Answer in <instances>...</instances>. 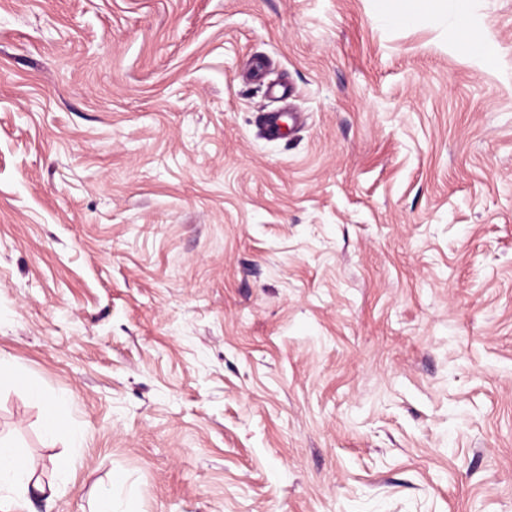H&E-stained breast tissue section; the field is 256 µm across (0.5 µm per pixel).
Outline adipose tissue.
I'll list each match as a JSON object with an SVG mask.
<instances>
[{
    "instance_id": "obj_1",
    "label": "adipose tissue",
    "mask_w": 512,
    "mask_h": 512,
    "mask_svg": "<svg viewBox=\"0 0 512 512\" xmlns=\"http://www.w3.org/2000/svg\"><path fill=\"white\" fill-rule=\"evenodd\" d=\"M41 432L46 444L67 436L71 447H81L85 429L67 411L63 401L42 397ZM47 488L33 476V465L25 452L0 438V512H25L31 493H46Z\"/></svg>"
}]
</instances>
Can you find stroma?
<instances>
[{
  "label": "stroma",
  "mask_w": 512,
  "mask_h": 512,
  "mask_svg": "<svg viewBox=\"0 0 512 512\" xmlns=\"http://www.w3.org/2000/svg\"><path fill=\"white\" fill-rule=\"evenodd\" d=\"M0 0V436L33 512H512V0ZM280 111L269 133L265 113ZM68 398L85 447L41 439ZM456 23L460 26L467 45L472 46L484 62L492 61L495 57V46L483 30L474 22L468 21L462 13L458 15Z\"/></svg>",
  "instance_id": "35a3bbf8"
}]
</instances>
